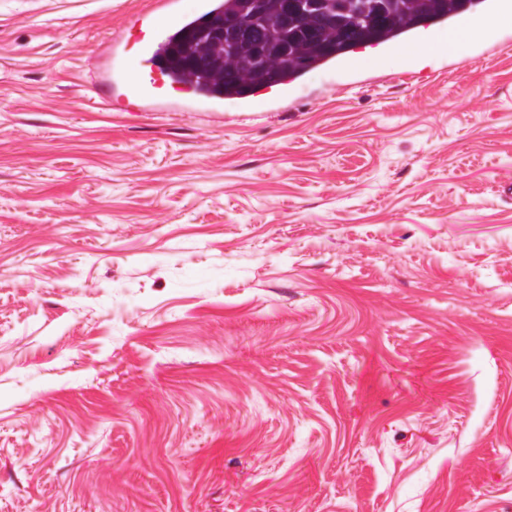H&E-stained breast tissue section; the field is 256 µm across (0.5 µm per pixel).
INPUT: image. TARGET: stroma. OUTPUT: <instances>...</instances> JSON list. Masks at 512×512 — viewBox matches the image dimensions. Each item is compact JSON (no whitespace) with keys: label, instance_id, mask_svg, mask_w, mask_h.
I'll return each mask as SVG.
<instances>
[{"label":"stroma","instance_id":"1","mask_svg":"<svg viewBox=\"0 0 512 512\" xmlns=\"http://www.w3.org/2000/svg\"><path fill=\"white\" fill-rule=\"evenodd\" d=\"M154 9L0 0V512H512V0L105 109ZM474 37L475 32L471 29L448 30L437 35V42L441 49L448 52V55H455Z\"/></svg>","mask_w":512,"mask_h":512}]
</instances>
